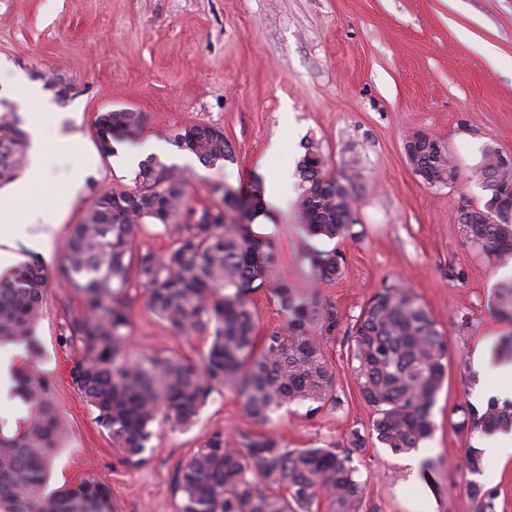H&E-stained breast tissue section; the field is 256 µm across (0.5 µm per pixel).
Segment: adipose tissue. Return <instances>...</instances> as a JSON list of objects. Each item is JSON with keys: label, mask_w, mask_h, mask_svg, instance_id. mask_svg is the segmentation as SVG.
Masks as SVG:
<instances>
[{"label": "adipose tissue", "mask_w": 512, "mask_h": 512, "mask_svg": "<svg viewBox=\"0 0 512 512\" xmlns=\"http://www.w3.org/2000/svg\"><path fill=\"white\" fill-rule=\"evenodd\" d=\"M32 159L25 178L9 191L0 192V268L11 262V249L18 232H25L30 238L50 244L60 227V220L70 209L76 190L83 184L84 174L74 170L71 191L55 198L51 209H34L28 204L29 198L42 181L45 172L46 145L40 131L32 133Z\"/></svg>", "instance_id": "1"}]
</instances>
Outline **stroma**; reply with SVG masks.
<instances>
[{
	"mask_svg": "<svg viewBox=\"0 0 512 512\" xmlns=\"http://www.w3.org/2000/svg\"><path fill=\"white\" fill-rule=\"evenodd\" d=\"M61 79L70 92L58 103L45 82ZM49 105H26L31 88ZM0 97L23 131L39 126L51 153L37 191L43 202L68 193L70 171L86 177L51 245L16 241V262L38 260L51 279L35 334L36 364L68 424L51 487L92 476L112 491V512H176L174 472L215 429L225 442L270 431L292 448L339 447L352 432L366 438L355 463L365 512H475L465 485L468 446L483 438L456 431L457 408L484 406L495 376L478 365L492 339L512 330L493 317L488 297L512 277L476 255L459 234L462 205L484 203L471 177L484 145L512 153V0H0ZM136 112L143 121L115 143L98 144L97 118ZM190 125L223 130L233 158L202 164L175 146ZM438 137L459 167L458 180L431 186L404 151L408 134ZM187 181V204L223 207L214 185L269 183L262 164L270 146L295 169L315 142L328 173L354 177L358 237L331 241L307 236L297 217V192L266 203L263 233L274 244L271 278L301 295L333 303L356 319L382 288L413 290L448 344V375L433 409L435 431L414 455L393 454L372 434V409L360 398L348 344L337 337L328 354L336 371V403L316 413L307 405L279 410L268 426L251 421L236 392L212 393L185 430L155 427L147 461L127 464L94 420L70 371L81 345L60 334L81 298L56 273L73 224L106 190H132L148 140ZM338 248L341 273L318 282L310 257ZM131 349L176 353L201 362L203 337H173L144 308L133 286ZM435 460L429 475L412 457Z\"/></svg>",
	"mask_w": 512,
	"mask_h": 512,
	"instance_id": "stroma-1",
	"label": "stroma"
}]
</instances>
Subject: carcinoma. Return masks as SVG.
I'll return each instance as SVG.
<instances>
[{
	"instance_id": "cac0c4a2",
	"label": "carcinoma",
	"mask_w": 512,
	"mask_h": 512,
	"mask_svg": "<svg viewBox=\"0 0 512 512\" xmlns=\"http://www.w3.org/2000/svg\"><path fill=\"white\" fill-rule=\"evenodd\" d=\"M140 121L134 112L99 117L100 144L112 150L113 130L127 132ZM174 144L215 165L232 158L224 131L192 125L174 135ZM298 162L301 228L329 240L355 238L353 176H328L314 142ZM502 151L487 144L472 178L486 192L483 205L462 209L459 233L498 267L512 264V209L508 184L494 178ZM430 185L458 177L448 152L409 159ZM25 134L0 119V185L24 168ZM134 191L103 192L70 232L61 272L65 284L82 295L83 307L70 313L62 339L81 343L71 377L125 461L139 466L156 423L185 428L208 396L234 389L245 414L259 425L291 403H309L314 413L336 402V375L326 347L336 333L348 335V358L362 399L373 408L372 431L394 454L407 453L432 437L437 395L447 371L448 344L429 312L406 288L378 291L350 328L330 302L305 299L286 283L270 282L271 242L253 230L262 211L259 188L244 191L216 185L224 208L186 207L185 181L176 166L149 156L138 164ZM241 221H227L226 209ZM179 220L186 234L163 255L132 253L144 224ZM340 251H319L312 263L322 281L340 275ZM147 290L145 310L177 336H206L202 364L181 356L134 354L130 268ZM49 272L34 262L14 266L0 279V344L25 347L28 361L14 370V395L26 416L13 431L0 424V512H112L109 487L94 477L49 488L53 455L67 427L47 379L32 365L38 319ZM272 291L287 314L286 327L257 343L256 321L246 296ZM492 314L512 323V279L500 281L489 301ZM495 359L512 362V331L499 337ZM457 427L490 437L512 431V401L488 400L479 409L461 406ZM366 439L355 431L343 448H290L268 434L241 435L232 448L224 431L214 430L203 447L178 467L176 512H360L361 483L354 453ZM467 491L476 512H496V493L470 480Z\"/></svg>"
}]
</instances>
